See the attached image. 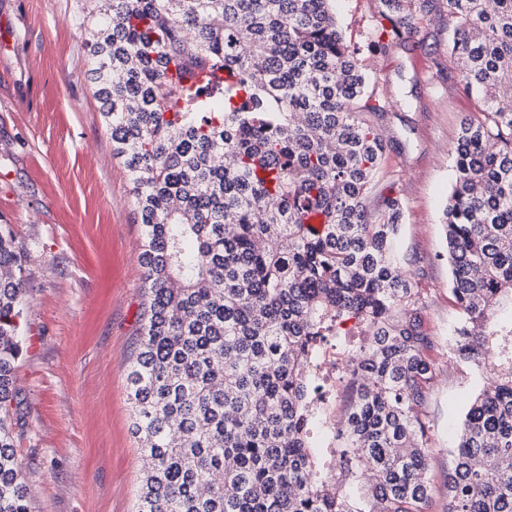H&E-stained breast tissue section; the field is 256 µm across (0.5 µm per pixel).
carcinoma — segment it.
I'll return each instance as SVG.
<instances>
[{"label":"carcinoma","mask_w":512,"mask_h":512,"mask_svg":"<svg viewBox=\"0 0 512 512\" xmlns=\"http://www.w3.org/2000/svg\"><path fill=\"white\" fill-rule=\"evenodd\" d=\"M446 0L448 55L479 117L453 146L444 210L453 352L480 364L512 294V0ZM415 32L414 0H379ZM88 75L141 226L144 310L127 374L145 458L137 512H361L312 477L307 398L318 342L372 328L351 357L355 398L340 467L373 512H425L424 407L437 376L426 295L394 259L404 203L366 200L387 143L384 111L334 0H94ZM190 76L227 75L180 85ZM27 253L0 224V512H29L17 462L13 370ZM500 374L472 400L442 486L444 512H512V324Z\"/></svg>","instance_id":"cac0c4a2"}]
</instances>
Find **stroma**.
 Here are the masks:
<instances>
[{"label": "stroma", "mask_w": 512, "mask_h": 512, "mask_svg": "<svg viewBox=\"0 0 512 512\" xmlns=\"http://www.w3.org/2000/svg\"><path fill=\"white\" fill-rule=\"evenodd\" d=\"M348 43L367 46L378 0H337ZM417 31L362 56L388 105L367 120L388 145L371 196L400 197L399 257L427 296L439 374L425 405L442 482L487 366L449 350L460 310L442 224L451 149L474 100L448 56L445 0H419ZM90 0H0V224L30 255L23 352L14 370L17 456L30 512H135L142 455L130 431L127 367L143 314L140 226L87 78ZM309 440L317 473L339 477L337 427L351 398L346 361L312 375Z\"/></svg>", "instance_id": "1"}]
</instances>
